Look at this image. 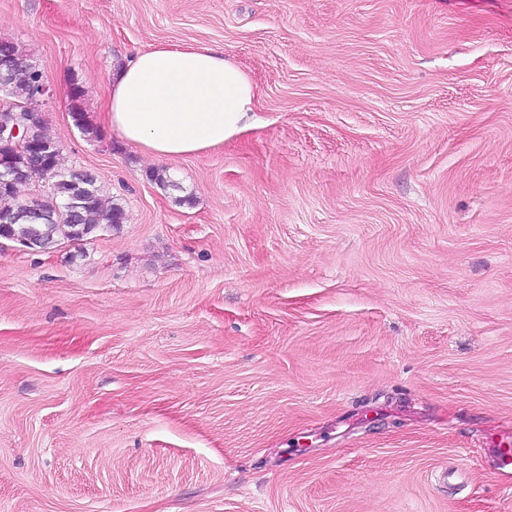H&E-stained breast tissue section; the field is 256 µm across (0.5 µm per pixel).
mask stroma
Here are the masks:
<instances>
[{"mask_svg": "<svg viewBox=\"0 0 512 512\" xmlns=\"http://www.w3.org/2000/svg\"><path fill=\"white\" fill-rule=\"evenodd\" d=\"M0 41L125 209L0 239V512H512V0H0ZM158 46L223 50L256 126L120 140ZM84 97V88L77 83L72 84L70 87V98L72 101L71 118L76 127H78V129H80L84 134L91 135L93 138H98V131L88 124L86 116L81 107V102L83 101Z\"/></svg>", "mask_w": 512, "mask_h": 512, "instance_id": "obj_1", "label": "stroma"}]
</instances>
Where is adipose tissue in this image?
Returning a JSON list of instances; mask_svg holds the SVG:
<instances>
[{"mask_svg": "<svg viewBox=\"0 0 512 512\" xmlns=\"http://www.w3.org/2000/svg\"><path fill=\"white\" fill-rule=\"evenodd\" d=\"M109 83V127L155 160L205 153L236 139L255 120L253 80L210 48L161 46L138 53Z\"/></svg>", "mask_w": 512, "mask_h": 512, "instance_id": "ef3b65f1", "label": "adipose tissue"}]
</instances>
